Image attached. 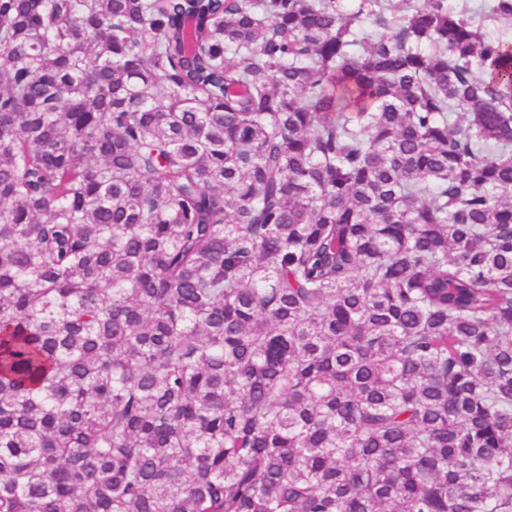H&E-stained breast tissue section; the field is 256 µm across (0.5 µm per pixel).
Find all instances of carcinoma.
Masks as SVG:
<instances>
[{
	"label": "carcinoma",
	"mask_w": 512,
	"mask_h": 512,
	"mask_svg": "<svg viewBox=\"0 0 512 512\" xmlns=\"http://www.w3.org/2000/svg\"><path fill=\"white\" fill-rule=\"evenodd\" d=\"M0 512H512V41L0 0Z\"/></svg>",
	"instance_id": "obj_1"
}]
</instances>
